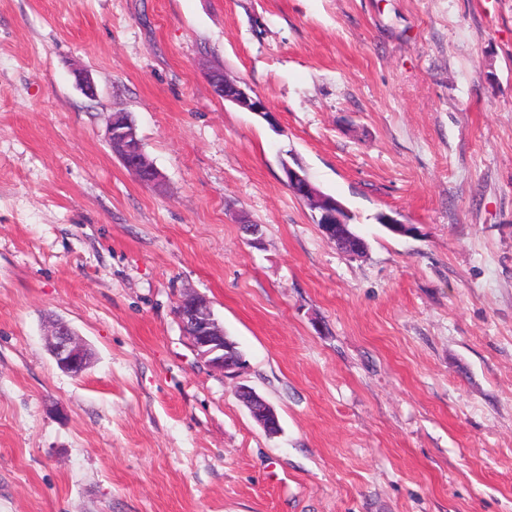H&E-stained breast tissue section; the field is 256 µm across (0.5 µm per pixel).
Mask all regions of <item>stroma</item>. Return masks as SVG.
<instances>
[{"label":"stroma","mask_w":512,"mask_h":512,"mask_svg":"<svg viewBox=\"0 0 512 512\" xmlns=\"http://www.w3.org/2000/svg\"><path fill=\"white\" fill-rule=\"evenodd\" d=\"M188 292L240 373L198 360ZM0 512H512V0H0ZM207 75L216 96L247 112H253L266 119L274 118L265 99L246 82L228 78L221 68H211ZM122 114L112 117L107 127V141L112 148L116 143L123 148V164L138 180L145 184L160 187L162 175L156 166L149 161L141 141L138 139L135 126L121 118ZM288 187L318 213L317 224L330 240L349 242L345 252L358 254L365 248L364 240L349 229V216L339 201L322 194L300 171L286 166ZM45 339L50 355L61 370L73 376H81L89 367L90 350L76 337L67 322H52ZM236 394L239 400H242L248 404L252 415L261 422L262 426L266 429L267 432L272 433L270 429H275L280 426L277 413H272L268 409L265 402L251 389L245 385H241L237 387ZM276 434L272 433L269 435Z\"/></svg>","instance_id":"obj_1"}]
</instances>
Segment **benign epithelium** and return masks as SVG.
<instances>
[{
	"instance_id": "1",
	"label": "benign epithelium",
	"mask_w": 512,
	"mask_h": 512,
	"mask_svg": "<svg viewBox=\"0 0 512 512\" xmlns=\"http://www.w3.org/2000/svg\"><path fill=\"white\" fill-rule=\"evenodd\" d=\"M209 82L216 96L229 101L239 108L258 114L266 119L272 117L267 102L244 81L228 78L221 68L207 72ZM108 143L123 148V164L138 180L159 187L162 175L149 161L135 126L117 114L107 127ZM288 187L318 213L317 224L323 234L337 243L348 242L346 252L357 254L365 248L364 240L349 229V216L339 201L322 194L300 171L288 166L285 169ZM177 318L188 336L198 358L208 367L225 375L242 370L243 360L233 348L224 343V328L215 318L211 302L197 293H187L177 301ZM46 345L57 366L74 376L82 375L91 363L88 347L80 341L65 321L50 324L46 334ZM237 397L246 402L252 415L267 429L280 426L279 417L271 412L265 402L248 387L236 389Z\"/></svg>"
}]
</instances>
